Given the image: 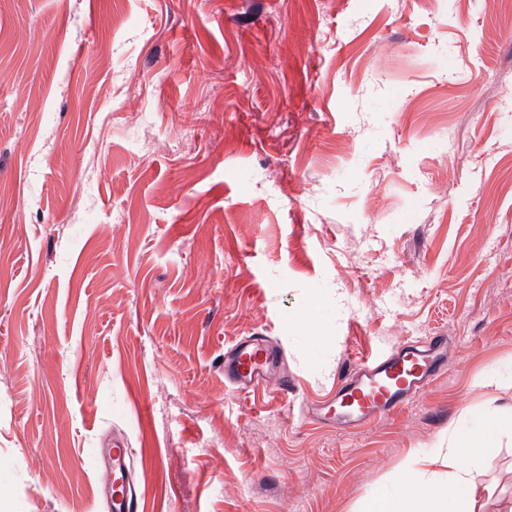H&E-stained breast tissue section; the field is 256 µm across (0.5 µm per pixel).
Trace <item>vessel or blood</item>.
I'll return each instance as SVG.
<instances>
[{"label":"vessel or blood","mask_w":512,"mask_h":512,"mask_svg":"<svg viewBox=\"0 0 512 512\" xmlns=\"http://www.w3.org/2000/svg\"><path fill=\"white\" fill-rule=\"evenodd\" d=\"M283 349L264 337L244 336L224 348V380L241 394L275 383L286 393L296 381L283 371ZM444 346L407 341L361 360L350 361L332 403L304 408L305 419L341 431L381 420L405 408L434 379L444 374ZM132 450L119 433L87 451L91 467L102 476L101 488L112 512H140L131 472Z\"/></svg>","instance_id":"b4317fda"}]
</instances>
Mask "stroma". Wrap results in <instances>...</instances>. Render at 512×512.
Masks as SVG:
<instances>
[{
    "label": "stroma",
    "instance_id": "1",
    "mask_svg": "<svg viewBox=\"0 0 512 512\" xmlns=\"http://www.w3.org/2000/svg\"><path fill=\"white\" fill-rule=\"evenodd\" d=\"M269 336L295 394L240 396ZM448 338L345 433L338 367ZM512 0H0V512H359L512 403ZM512 493V439L472 461ZM283 349L264 337L244 336L224 346V381L240 394H248L261 385L275 383L285 393L296 389V381L279 368ZM132 448L128 439L113 433L101 448H89L87 460L102 475L101 488L112 512H139L141 504L134 490L131 472Z\"/></svg>",
    "mask_w": 512,
    "mask_h": 512
}]
</instances>
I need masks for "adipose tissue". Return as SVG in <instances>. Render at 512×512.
Segmentation results:
<instances>
[{
	"label": "adipose tissue",
	"mask_w": 512,
	"mask_h": 512,
	"mask_svg": "<svg viewBox=\"0 0 512 512\" xmlns=\"http://www.w3.org/2000/svg\"><path fill=\"white\" fill-rule=\"evenodd\" d=\"M512 437V410H499L485 416L484 429L467 436L452 435L444 456L448 462V481L427 494H415L406 500L405 512H485L483 490L475 479L470 461L482 447L485 433ZM467 497H459V490Z\"/></svg>",
	"instance_id": "ef3b65f1"
}]
</instances>
